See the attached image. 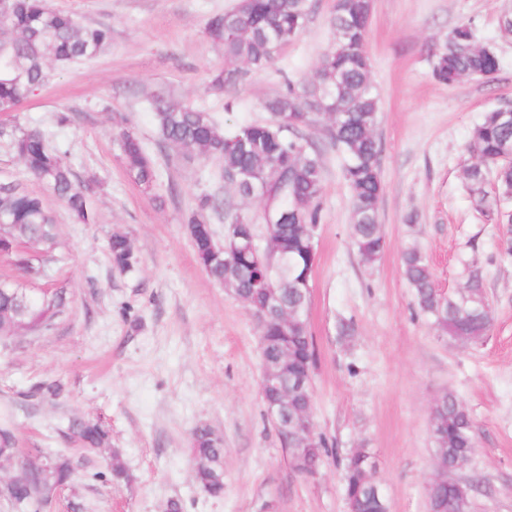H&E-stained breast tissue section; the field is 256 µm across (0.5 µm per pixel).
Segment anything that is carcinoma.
I'll list each match as a JSON object with an SVG mask.
<instances>
[{
	"label": "carcinoma",
	"instance_id": "cac0c4a2",
	"mask_svg": "<svg viewBox=\"0 0 512 512\" xmlns=\"http://www.w3.org/2000/svg\"><path fill=\"white\" fill-rule=\"evenodd\" d=\"M311 0H237L227 12L206 22L212 41L224 49V69L211 81L222 92L235 87L249 71L269 69L281 48L304 28L311 12ZM372 6L369 0H336L331 18L333 40L322 56L317 80L293 82L286 90L266 101L269 119L242 124L230 134L207 111L163 99L151 102L162 142L190 155L219 163L224 173L248 174L254 194L243 184L235 186L242 198L261 199L273 212H285L283 221L267 234L273 248L260 254L244 252L228 260L224 247L234 237L255 230V224L240 214L231 217L224 232V245L215 240L207 213L224 208L220 196L204 195L188 219L197 259L207 275L224 285L250 310L267 311L261 349L280 374L281 387L288 391L294 414H308L312 408L310 388L293 391L297 380L311 378L315 348L309 330L310 281L315 263L316 231L321 223L323 158L321 152L303 138L301 129L323 118L331 144L342 157V176L351 196V238L361 259L373 264L380 259L386 240L379 224V207L384 192L380 173V144L374 129L378 123L379 98L370 81V60L366 36ZM112 39L102 25L83 26L70 13L51 10L44 0H6L0 7V112H8L24 102L48 80L45 60L60 65L90 58ZM499 61L491 50L473 44L468 24L457 26L433 54V76L442 84H453L463 76L484 78L495 74ZM11 144L28 174L63 199L83 223L93 221L87 188L76 182L65 153L50 145L38 128L11 132ZM478 162L465 170L470 192L487 224L503 226L506 250L512 251V117L489 111L478 124L468 145ZM122 162L135 183L146 190L155 185L153 161L139 135L131 128L121 132ZM493 177L495 191L485 184ZM0 225L4 237L14 243L35 247L37 257L11 254L12 264L28 275V282L48 276L60 258L62 243L54 217L41 195L20 184H0ZM112 266L127 273L137 265L129 240L115 234L108 243ZM404 276L414 291L418 307L429 316L443 336L483 342L492 326V308L480 272L468 274L462 290L444 299L436 292L427 258L414 246L402 255ZM68 300L64 289L36 295L22 282L0 279V330L30 324L47 330L55 317L65 312ZM297 319L283 326V311ZM436 444V462L452 467L470 457L474 450L473 421L460 401L444 395L430 418ZM73 432L83 444L95 449L106 443L107 432L97 423L75 421ZM191 454L195 480L213 497L224 494V441L206 427L194 431ZM372 461L364 448L353 452L345 471L346 499L357 512H388L381 489L371 488L363 474ZM72 476L70 463L54 459L44 473L31 466L25 483L14 492V500L33 499L40 487L57 488ZM432 512H458L459 503L470 498V486L449 482L428 491Z\"/></svg>",
	"mask_w": 512,
	"mask_h": 512
}]
</instances>
